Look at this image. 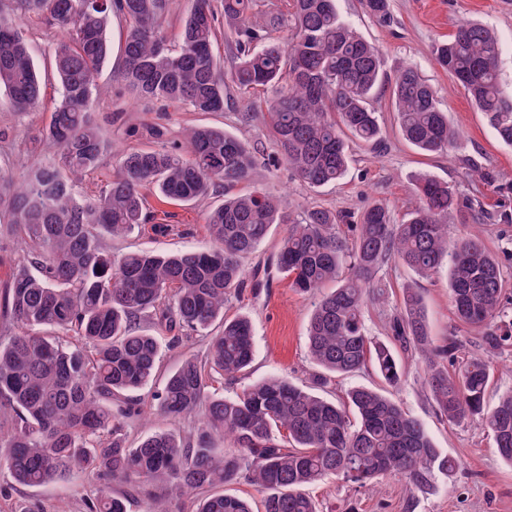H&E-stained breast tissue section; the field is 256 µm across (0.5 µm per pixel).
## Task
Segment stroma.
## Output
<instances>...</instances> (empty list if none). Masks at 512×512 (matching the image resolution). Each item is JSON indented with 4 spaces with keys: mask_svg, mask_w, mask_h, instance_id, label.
I'll use <instances>...</instances> for the list:
<instances>
[{
    "mask_svg": "<svg viewBox=\"0 0 512 512\" xmlns=\"http://www.w3.org/2000/svg\"><path fill=\"white\" fill-rule=\"evenodd\" d=\"M338 7L346 20L379 47L388 75L411 66L438 90L450 122L459 132L458 144L447 154H420L401 137L395 114L384 100L378 105L383 118L384 148L376 150L351 142L352 162L343 180L314 189L281 162L259 166L256 186L280 197L293 212L313 204L357 215L379 203L399 221L416 204L415 180L428 175L448 183L465 206L464 213L449 225V237L483 233L489 248L512 271V149L498 142L465 90L453 85L433 56L436 45L458 24L481 21L500 38L502 77L506 88L512 90V0H390V20L385 24L364 16L359 0H339ZM24 28L48 83L45 97L35 111L19 113L7 103H0V170L17 179L28 167L53 153V146L41 141L40 133L58 98L57 85L51 79V50L59 31L44 18L26 22ZM96 98L93 119L101 126L112 151L178 143L185 128L211 125L238 136L260 154L275 153L268 126L258 120L242 121L241 107L203 113L183 104L140 96L121 81L115 64L104 67ZM475 168L482 171V178H471ZM148 206L155 223L168 225V232L158 234L145 227L130 237L106 238L113 254L130 250L171 253L211 247L205 224L210 201L180 206L161 202L152 195ZM382 278L389 299L385 305L366 311L369 336L391 341L392 318L404 288L411 286L424 298L436 342L443 344L452 337L462 343L465 352H481L477 332L460 325L454 315L447 271L422 277L404 265L391 263L384 267ZM311 309V296L300 294L289 278L277 274L248 289L243 298H230L224 314L229 318L250 316L255 356L243 380L218 378L214 388L230 397L244 383L271 375L288 377L300 386L309 385L315 370L307 346ZM425 369L421 359L407 357L404 382L395 396L408 413L423 422L438 448L460 459V470L450 476H438L431 490L416 493L411 500L406 499L400 483L391 476L380 477L371 487L330 478L309 489L321 512H512V465L500 458L487 431L472 424L453 425L440 415L424 387ZM125 402L134 412L126 427L127 439L133 443L159 429L170 430L187 442L199 425L195 415L173 421L152 413L151 391L147 388L128 393ZM94 493V482L84 473L29 488L0 469V512H27L32 506L40 512H89Z\"/></svg>",
    "mask_w": 512,
    "mask_h": 512,
    "instance_id": "35a3bbf8",
    "label": "stroma"
}]
</instances>
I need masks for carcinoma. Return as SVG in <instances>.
Listing matches in <instances>:
<instances>
[{
    "label": "carcinoma",
    "instance_id": "carcinoma-1",
    "mask_svg": "<svg viewBox=\"0 0 512 512\" xmlns=\"http://www.w3.org/2000/svg\"><path fill=\"white\" fill-rule=\"evenodd\" d=\"M171 0H0V91L16 112L36 107L42 78L21 31L32 17L51 19L61 32L52 49L59 98L41 140L57 152L15 182L0 171V223L25 244L3 292L0 317L16 325L0 339V466L14 481L39 487L73 471L97 480L90 512H126L112 484L138 487L163 481L151 512L192 492L193 512H253L248 501L218 491L239 478L263 492V512H320L308 488L327 478L364 486L380 475L398 479L408 497L430 489L460 462L437 448L423 423L393 393L355 386L346 400L318 390L335 376L372 367L390 388L405 365L394 349L366 335L364 307L385 304L380 272L393 261L420 276L448 268L450 297L460 322L483 331L488 352L512 347V308L504 303L508 274L478 234L450 239L458 199L430 176L416 182L418 205L402 222L388 207L370 206L351 235L337 230L348 217L313 206L285 213L261 189L233 194L257 168L256 151L221 128L186 131L177 145L131 148L95 198L81 194L83 178L103 161L104 144L92 120L94 91L110 54L112 16L128 22L122 77L143 97L221 112L230 89L272 92L260 113L284 163L312 188L341 180L350 141L383 144L381 113L388 97L402 138L426 154L455 147L458 133L437 91L411 67L394 79L381 53L339 13L337 0H224V41L231 65L217 61L218 31L210 0H194L180 44L162 34ZM370 18H389V0H362ZM435 60L470 96L498 141L512 147V92L502 85L500 41L474 21L458 25L436 45ZM224 189L207 226L214 247L119 256L103 235L123 237L149 222L145 190L172 204L197 203ZM274 224L287 225L272 264L309 294L334 287L314 303L308 350L317 367L311 386L286 377L253 382L234 398L209 390L213 375L230 379L254 359L252 321L224 317V303L252 284L243 262ZM146 316L170 334L219 327L205 362L186 357L155 394L170 420L202 412L194 441L156 431L127 444L132 417L117 406L127 393L153 383L160 360L157 336L140 331ZM393 340L426 364L425 386L449 422L477 424L512 464V391L490 408L494 376L489 359H457L460 344L439 346L431 336L421 294L407 288L392 319ZM230 451L215 447L216 438Z\"/></svg>",
    "mask_w": 512,
    "mask_h": 512
}]
</instances>
